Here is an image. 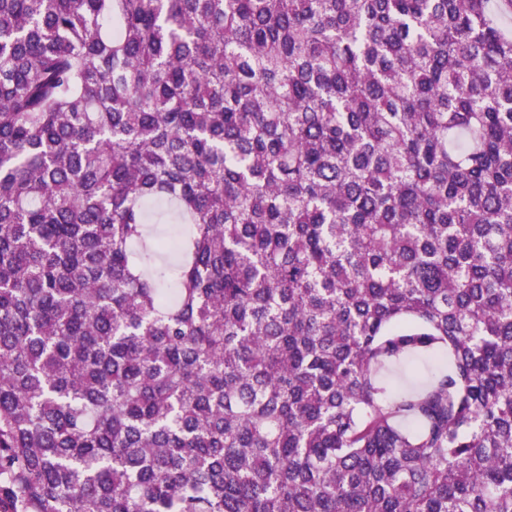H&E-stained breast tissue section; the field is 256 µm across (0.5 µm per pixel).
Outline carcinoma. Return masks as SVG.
I'll use <instances>...</instances> for the list:
<instances>
[{"label":"carcinoma","instance_id":"carcinoma-1","mask_svg":"<svg viewBox=\"0 0 512 512\" xmlns=\"http://www.w3.org/2000/svg\"><path fill=\"white\" fill-rule=\"evenodd\" d=\"M508 15L0 0V512H512Z\"/></svg>","mask_w":512,"mask_h":512}]
</instances>
